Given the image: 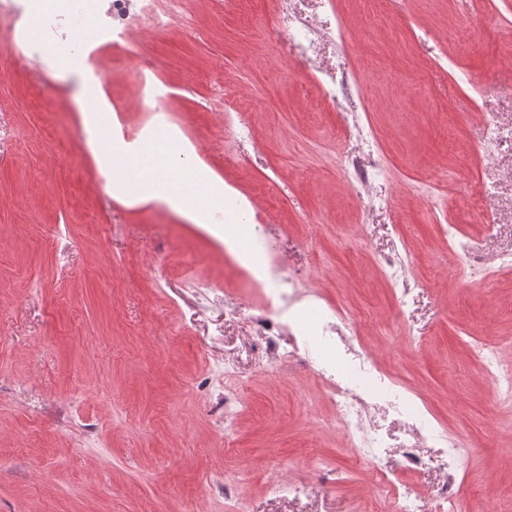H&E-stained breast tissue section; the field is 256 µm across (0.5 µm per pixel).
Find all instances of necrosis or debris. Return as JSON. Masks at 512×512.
<instances>
[{"label": "necrosis or debris", "mask_w": 512, "mask_h": 512, "mask_svg": "<svg viewBox=\"0 0 512 512\" xmlns=\"http://www.w3.org/2000/svg\"><path fill=\"white\" fill-rule=\"evenodd\" d=\"M276 18L281 28L289 31L295 45L308 52H318L322 43L335 39V28L292 10L293 0H275ZM184 14V0H0V17L12 21L13 37L21 45L34 47L45 59L68 61L72 50L70 39L84 32L111 27L119 38L131 35L142 21L157 29L165 28L171 18ZM266 315L256 327L260 345L270 366L289 363L317 375L326 366L341 364L346 380L331 385L328 399L335 404L345 423L354 425L356 453L375 456L379 436L367 419L379 407L386 388V373L370 358L361 363L338 362L336 347V315L318 302L306 299L301 289L263 292ZM403 416L416 435L412 447L403 449L402 470L377 472L376 486L399 492L403 472L423 469L428 458L423 449L428 441L448 445L447 476L438 497L439 512H456L463 472L462 451L447 433L426 424L422 410L404 409Z\"/></svg>", "instance_id": "necrosis-or-debris-1"}]
</instances>
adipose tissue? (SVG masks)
I'll list each match as a JSON object with an SVG mask.
<instances>
[{
  "label": "adipose tissue",
  "mask_w": 512,
  "mask_h": 512,
  "mask_svg": "<svg viewBox=\"0 0 512 512\" xmlns=\"http://www.w3.org/2000/svg\"><path fill=\"white\" fill-rule=\"evenodd\" d=\"M100 105V111L83 113L82 122L86 148L106 192L131 205L162 203L186 222L201 225L230 253H238L237 233L213 217L217 203L233 197L234 191L199 161L195 148L178 142L172 134L137 145L104 142L102 132L111 127L112 115L108 100H101Z\"/></svg>",
  "instance_id": "adipose-tissue-1"
}]
</instances>
